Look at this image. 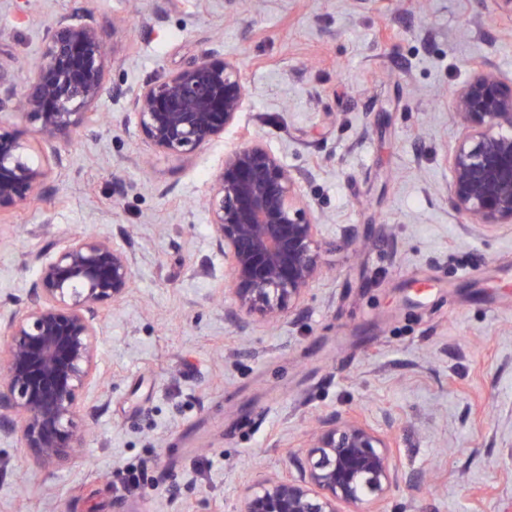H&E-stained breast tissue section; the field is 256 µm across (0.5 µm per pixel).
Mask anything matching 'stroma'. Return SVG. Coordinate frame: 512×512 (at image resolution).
I'll list each match as a JSON object with an SVG mask.
<instances>
[{"mask_svg":"<svg viewBox=\"0 0 512 512\" xmlns=\"http://www.w3.org/2000/svg\"><path fill=\"white\" fill-rule=\"evenodd\" d=\"M91 15L112 96L56 148L21 114L48 190L0 222V325L46 237L114 239L129 294L104 310L79 457L45 464L0 433V512H243L297 473L313 420L359 414L397 440L386 512H503L512 473V228L466 234L448 198L453 97L480 63L512 81L502 0H0V76L23 90L44 33ZM247 103L193 155L150 146L134 92L204 55ZM255 139L321 218L322 272L275 325L236 312L204 198L225 149ZM60 163H52L53 154Z\"/></svg>","mask_w":512,"mask_h":512,"instance_id":"35a3bbf8","label":"stroma"}]
</instances>
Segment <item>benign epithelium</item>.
<instances>
[{
  "label": "benign epithelium",
  "instance_id": "1",
  "mask_svg": "<svg viewBox=\"0 0 512 512\" xmlns=\"http://www.w3.org/2000/svg\"><path fill=\"white\" fill-rule=\"evenodd\" d=\"M106 51L90 16H64L45 35L41 61L21 93L0 77V112L19 111L49 147L96 123L112 95ZM238 67L205 58L144 82L131 100L144 139L176 158L224 134L245 106ZM460 137L449 158L450 202L468 234L512 227V85L478 66L454 94ZM0 126V216L45 191L48 169ZM227 291L239 312L279 320L320 273L319 219L299 176L258 141L234 145L205 199ZM24 309L0 344V430L16 433L43 462L69 460L84 443L75 417L94 377L103 307L133 286V260L107 237L49 241ZM395 441L357 416L332 415L305 444L299 477L263 478L244 512H380L407 483L393 466Z\"/></svg>",
  "mask_w": 512,
  "mask_h": 512
}]
</instances>
